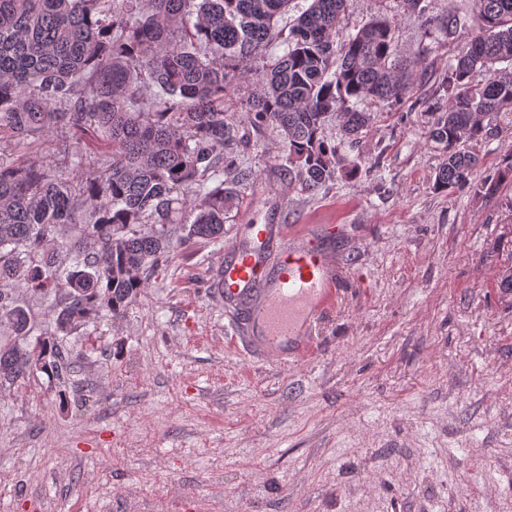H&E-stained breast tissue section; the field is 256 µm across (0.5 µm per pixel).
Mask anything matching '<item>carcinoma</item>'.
Returning <instances> with one entry per match:
<instances>
[{
    "mask_svg": "<svg viewBox=\"0 0 512 512\" xmlns=\"http://www.w3.org/2000/svg\"><path fill=\"white\" fill-rule=\"evenodd\" d=\"M293 0H0V127L25 138L56 132L47 165L0 166V323L30 332L13 291L54 295V333L0 344V387L42 373L59 380L84 354L70 335L107 312L121 313L159 264L197 240L224 237L235 169L236 123L224 100L241 64L257 60L258 88L243 111L250 125L279 129L288 175L314 190L336 174L338 146L324 138L329 116L355 140L372 123L366 101L397 104L416 84L389 17L344 32L347 0H310L264 57ZM423 18L428 37L448 40L459 19L429 14L426 0H398ZM474 35L439 78L443 102L428 139L444 154L438 188L471 186L479 143L512 112V0H475ZM341 41H336V36ZM93 131L111 155L70 190L52 164L73 153V132ZM512 185V162L476 189Z\"/></svg>",
    "mask_w": 512,
    "mask_h": 512,
    "instance_id": "obj_1",
    "label": "carcinoma"
}]
</instances>
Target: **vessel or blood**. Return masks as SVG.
I'll list each match as a JSON object with an SVG mask.
<instances>
[{
    "instance_id": "obj_1",
    "label": "vessel or blood",
    "mask_w": 512,
    "mask_h": 512,
    "mask_svg": "<svg viewBox=\"0 0 512 512\" xmlns=\"http://www.w3.org/2000/svg\"><path fill=\"white\" fill-rule=\"evenodd\" d=\"M248 230L246 242L224 252V302L242 311L252 352L288 363L309 351L315 325L333 301L334 259L312 236L287 239L282 225Z\"/></svg>"
}]
</instances>
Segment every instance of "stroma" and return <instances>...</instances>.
Returning <instances> with one entry per match:
<instances>
[{"label": "stroma", "mask_w": 512, "mask_h": 512, "mask_svg": "<svg viewBox=\"0 0 512 512\" xmlns=\"http://www.w3.org/2000/svg\"><path fill=\"white\" fill-rule=\"evenodd\" d=\"M434 44L395 0H348L347 27L391 18L404 57L429 67L404 105L371 104L355 146L337 120L336 176L290 180L276 128H247L252 173L223 238L196 241L119 315L64 337L89 352L65 383L0 389V512H512V187L440 189L430 104L473 35V0ZM479 147L481 174L512 160V114ZM56 170L75 186L103 148L74 134ZM361 164L351 174L353 164ZM335 228L334 302L311 349L285 365L250 356L213 282L251 223Z\"/></svg>", "instance_id": "stroma-1"}]
</instances>
